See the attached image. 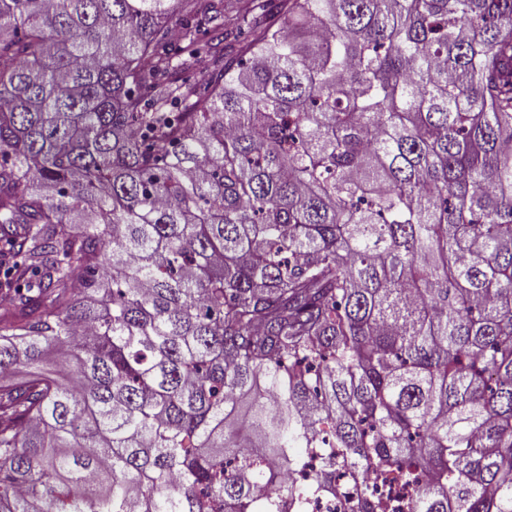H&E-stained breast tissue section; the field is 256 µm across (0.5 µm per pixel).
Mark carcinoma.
Here are the masks:
<instances>
[{"label": "carcinoma", "mask_w": 512, "mask_h": 512, "mask_svg": "<svg viewBox=\"0 0 512 512\" xmlns=\"http://www.w3.org/2000/svg\"><path fill=\"white\" fill-rule=\"evenodd\" d=\"M230 3L0 0V512H512V0ZM354 499V492L343 477L336 478V495L331 497H315L309 503L306 512H339V505Z\"/></svg>", "instance_id": "obj_1"}]
</instances>
